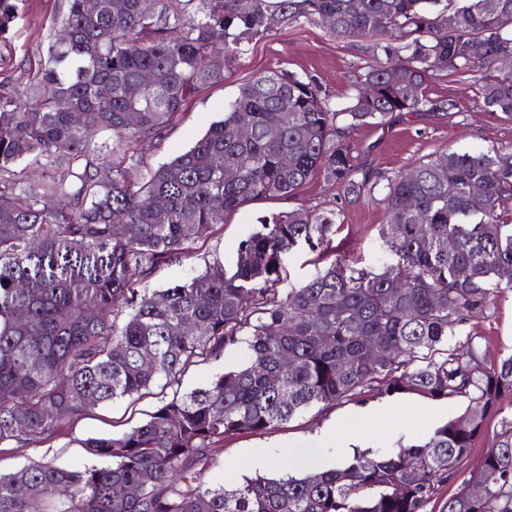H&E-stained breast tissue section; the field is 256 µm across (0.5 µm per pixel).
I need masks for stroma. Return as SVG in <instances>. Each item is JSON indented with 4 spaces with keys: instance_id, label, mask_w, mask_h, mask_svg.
<instances>
[{
    "instance_id": "obj_1",
    "label": "stroma",
    "mask_w": 512,
    "mask_h": 512,
    "mask_svg": "<svg viewBox=\"0 0 512 512\" xmlns=\"http://www.w3.org/2000/svg\"><path fill=\"white\" fill-rule=\"evenodd\" d=\"M66 0H20L18 18L9 32L0 35V88L24 89L47 61L49 45L62 29ZM371 58L366 43L340 41L331 37L319 23H301L241 43L235 52L224 56V80L199 88L179 122L161 146H144V162L154 167L183 153L224 116V108L237 96L240 87L254 75L284 70L303 77H314L331 104L345 103L353 85ZM430 97H450L457 107L450 112L394 113L380 126H367L348 139L355 163L369 174L383 171L394 174L430 160L443 149L492 150L512 147V120L500 114L474 109V89L469 80L443 72L429 84ZM385 183L363 190L360 196L344 203L341 226L333 237L334 251L318 255L301 246L284 262L280 292L297 288L329 266L336 257L348 264L382 272L395 263L379 235L385 221L383 198ZM336 189L323 178L310 180L289 200H262L243 206L217 227L207 240L196 244L191 257L156 265L144 278L135 279L137 291L151 293L205 272L208 266H231L238 243L259 217L298 207L330 209ZM471 330L486 336L491 351L512 353V291L500 293L492 315L474 320ZM243 351L226 353L217 360L190 365L180 376L178 388L152 386L148 391L98 406L74 420L50 442L0 451V474H9L39 461L57 458L62 464L80 466L88 461L85 439L118 434L143 422L174 392H188L204 386L216 373L238 364ZM464 405L457 400H431L417 395H366L360 401L313 409L280 427L265 432L225 439L214 454L201 479L211 486L232 487L243 477L283 470L304 472L310 465L325 468L348 456L350 447L385 454L399 445L423 439L438 424L459 417ZM326 434L324 449L316 463L306 455L312 440ZM262 452L261 468L248 464L250 456Z\"/></svg>"
}]
</instances>
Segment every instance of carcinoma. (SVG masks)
<instances>
[{
    "label": "carcinoma",
    "mask_w": 512,
    "mask_h": 512,
    "mask_svg": "<svg viewBox=\"0 0 512 512\" xmlns=\"http://www.w3.org/2000/svg\"><path fill=\"white\" fill-rule=\"evenodd\" d=\"M66 2L68 38L28 89L0 94V449L177 385L191 363L238 348L245 360L145 423L86 440L94 464L45 456L0 475V512H426L457 479L442 512H512V354L495 361L486 337L463 333L489 318L487 283L512 272V148L444 150L387 178L380 235L398 261L381 273L339 258L279 294L288 253L332 248L339 205L260 218L228 269L150 294L131 288L156 264L189 257L249 202L288 200L316 175L360 194L367 179L346 140L395 112L456 109L428 94L439 72L469 77L476 108L512 119V70L498 66L512 55V0H358L354 10L351 0ZM17 18L16 0H0V35ZM317 20L339 39L370 42L361 84L372 95L335 108L314 78L267 71L192 148L146 167L139 145L162 143L198 87L224 80L212 55ZM146 72L153 82L130 93ZM102 131L112 144L95 143ZM30 157L54 173L23 180L15 165ZM366 391L466 407L387 454L245 476L230 489L201 482L224 439ZM480 440L481 464L464 476ZM471 483L482 496L467 493Z\"/></svg>",
    "instance_id": "carcinoma-1"
}]
</instances>
